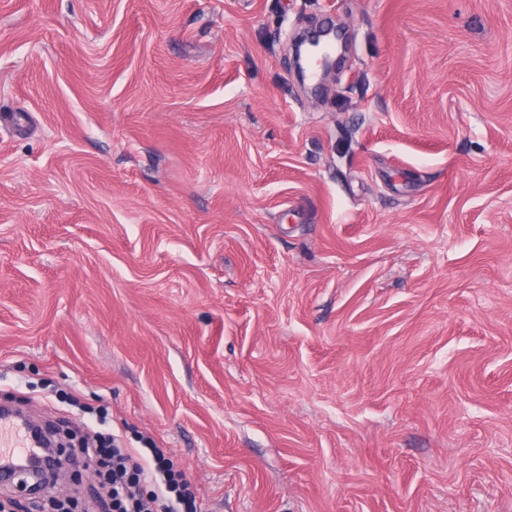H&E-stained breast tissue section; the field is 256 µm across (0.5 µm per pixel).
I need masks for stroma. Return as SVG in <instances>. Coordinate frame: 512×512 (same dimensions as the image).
<instances>
[{
  "mask_svg": "<svg viewBox=\"0 0 512 512\" xmlns=\"http://www.w3.org/2000/svg\"><path fill=\"white\" fill-rule=\"evenodd\" d=\"M2 113L0 403L208 512H512V0H0ZM322 38H331L334 41H340L342 43L343 36L340 31L333 28H321L309 31L304 37L303 42L311 45L314 50H321L320 58L317 62L323 69H330L336 65V59H331V49L328 46H320Z\"/></svg>",
  "mask_w": 512,
  "mask_h": 512,
  "instance_id": "obj_1",
  "label": "stroma"
}]
</instances>
